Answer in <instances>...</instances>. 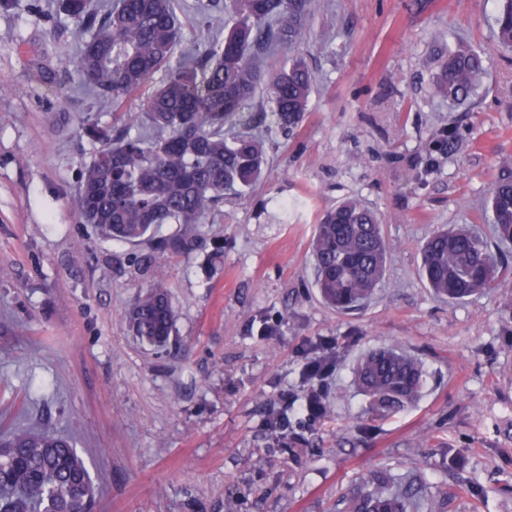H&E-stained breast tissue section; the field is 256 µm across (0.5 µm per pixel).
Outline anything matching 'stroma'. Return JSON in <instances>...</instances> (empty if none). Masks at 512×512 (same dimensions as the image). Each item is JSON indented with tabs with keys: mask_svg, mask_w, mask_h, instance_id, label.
I'll return each mask as SVG.
<instances>
[{
	"mask_svg": "<svg viewBox=\"0 0 512 512\" xmlns=\"http://www.w3.org/2000/svg\"><path fill=\"white\" fill-rule=\"evenodd\" d=\"M498 0H311L302 54L314 80L289 135L266 138L263 178L226 196L189 255L103 238L71 205L95 145L81 113L111 106L38 84L34 53L67 68L73 25L55 0L0 9V433L73 439L96 512H336L351 485L422 461L432 512H512V281L462 303L420 276L437 227L491 234L486 201L512 167V51ZM484 74L458 106L433 91L448 52ZM450 154H429L449 131ZM357 199L379 216L389 255L365 308L320 300L309 243L322 213ZM296 202L281 217V202ZM222 251L212 266L209 256ZM161 270L176 318L167 349L133 335L126 312ZM332 344L328 410L300 441L265 420L303 399L305 363ZM404 348L428 384L408 409L371 418L351 380L366 351ZM463 466H448L449 450ZM503 6L497 17V38L500 45L512 49V0H502Z\"/></svg>",
	"mask_w": 512,
	"mask_h": 512,
	"instance_id": "35a3bbf8",
	"label": "stroma"
}]
</instances>
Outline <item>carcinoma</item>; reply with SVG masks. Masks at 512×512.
<instances>
[{"instance_id": "cac0c4a2", "label": "carcinoma", "mask_w": 512, "mask_h": 512, "mask_svg": "<svg viewBox=\"0 0 512 512\" xmlns=\"http://www.w3.org/2000/svg\"><path fill=\"white\" fill-rule=\"evenodd\" d=\"M310 0H231L234 22H224L216 0L197 5L207 36L181 40V0H59L74 23L76 48L71 70L60 75L38 63L39 77L59 90L76 75L98 103L118 108L156 73L162 84L140 112L121 128L86 112L82 130L99 147L81 164L71 205L100 234L140 244L164 224L180 232L160 248L180 254L197 249L201 224L224 202V194L255 184L263 175L262 141L247 132L254 117L243 112L261 76L253 59L274 44L306 39ZM497 17L500 45L512 49V0H502ZM474 51L448 56L436 92L466 102L482 74ZM312 74L294 57L269 79L275 126L271 136L290 132L307 112ZM496 240L512 242V171L489 192ZM389 245L376 213L357 199L326 211L311 240L315 285L338 311L368 302L383 279ZM421 271L434 292L452 302L468 299L507 276L505 259L481 233L452 227L424 243ZM133 334L163 349L170 341L175 310L162 280L151 283L127 312ZM357 387L370 398L373 417L396 413L420 395L426 380L419 362L393 348L365 353L354 368ZM312 417L326 410L316 391L305 399ZM422 465L397 480L374 470L362 485L348 488L338 512H410L426 497ZM96 487L82 456L68 437L18 429L0 440V512H92Z\"/></svg>"}]
</instances>
